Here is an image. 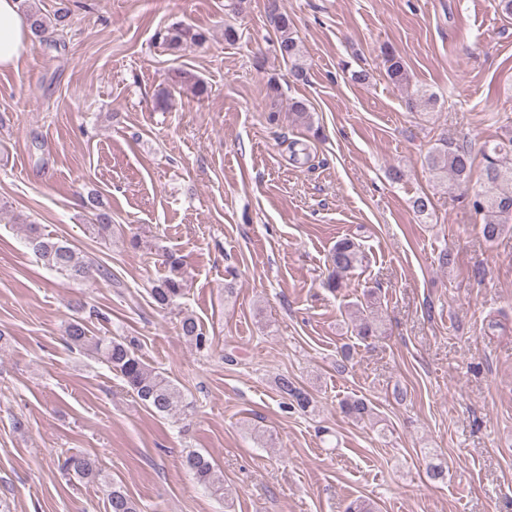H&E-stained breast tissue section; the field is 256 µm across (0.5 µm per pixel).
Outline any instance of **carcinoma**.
I'll return each mask as SVG.
<instances>
[{
  "label": "carcinoma",
  "instance_id": "1",
  "mask_svg": "<svg viewBox=\"0 0 512 512\" xmlns=\"http://www.w3.org/2000/svg\"><path fill=\"white\" fill-rule=\"evenodd\" d=\"M22 7L28 19L31 35L40 38L52 26H63L69 17V8L61 4L53 16H46L33 10L30 0H22ZM272 17L279 33L278 49L283 61L291 65L292 76L300 80L304 70L299 65L301 45L294 37L293 21L286 12L272 8ZM205 36L190 27L181 24L167 30L164 43L171 49H177L185 43H201ZM383 66L388 79L397 85L409 89L406 95V107L411 110H433L437 98L422 88L410 89L411 75L392 47L382 50ZM180 84L186 86L195 97L208 94L207 86L193 72L180 70L176 73ZM475 159L470 151L442 136L426 156V166L432 176L451 185L460 186L471 181ZM481 188L468 197V205L483 217V235L488 241L497 240L512 223V138L487 145L482 150L480 167ZM85 207L93 212L94 222L91 228L97 237L106 239L112 236V215L96 194L88 195ZM28 243L41 264L67 280L80 282L91 270V264L76 256L67 242L41 236L35 225H29ZM364 255L359 244L344 237L336 241L330 251L331 274L327 285L332 289L347 287L349 276L360 266ZM167 272L151 288L153 299L160 306H171L181 298L187 288V279L182 259L167 255ZM372 305L367 303L359 311L355 335L366 341L380 335L381 326L368 313ZM178 330L198 349L210 345V338L199 326L196 318L188 313H180ZM64 340L71 349L85 350L104 361L113 371L120 374L127 386L137 398L153 413L159 416L173 415L183 407L184 397L180 388L163 373L150 368L134 350L133 344L122 337L91 336L84 320L78 316L72 318L64 329ZM275 385L281 396L300 411L307 413L314 409V400L305 391L296 387L286 375L275 379ZM344 414L357 422L373 418V408L364 399H345L341 402ZM186 467L192 471L197 481L218 498L224 497V483L212 463L202 454L191 452L185 458ZM64 466L82 480L95 482L101 479V469L95 458L88 454H73L65 459ZM109 512H138L137 504L121 488L112 487L107 494Z\"/></svg>",
  "mask_w": 512,
  "mask_h": 512
}]
</instances>
